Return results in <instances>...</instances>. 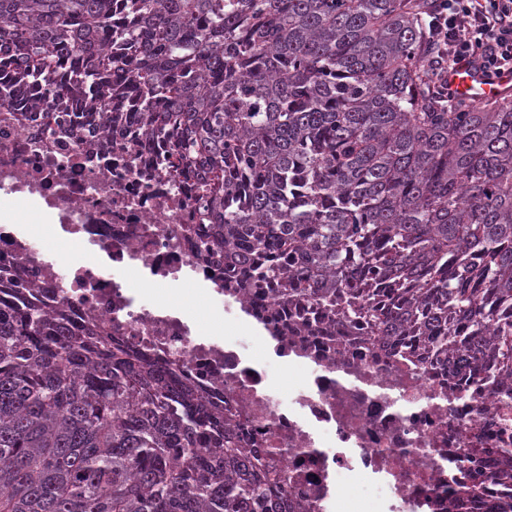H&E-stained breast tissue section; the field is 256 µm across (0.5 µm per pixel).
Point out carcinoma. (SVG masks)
I'll list each match as a JSON object with an SVG mask.
<instances>
[{
	"label": "carcinoma",
	"instance_id": "carcinoma-1",
	"mask_svg": "<svg viewBox=\"0 0 512 512\" xmlns=\"http://www.w3.org/2000/svg\"><path fill=\"white\" fill-rule=\"evenodd\" d=\"M425 0H0V100L74 75L196 175L281 299L512 375V95L435 93ZM132 63L131 86L105 79ZM224 411L63 308L0 291V512H290Z\"/></svg>",
	"mask_w": 512,
	"mask_h": 512
}]
</instances>
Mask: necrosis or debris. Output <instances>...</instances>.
I'll list each match as a JSON object with an SVG mask.
<instances>
[{
    "label": "necrosis or debris",
    "mask_w": 512,
    "mask_h": 512,
    "mask_svg": "<svg viewBox=\"0 0 512 512\" xmlns=\"http://www.w3.org/2000/svg\"><path fill=\"white\" fill-rule=\"evenodd\" d=\"M60 76L40 103L19 94L0 105V196L56 211L54 247L24 224H0V288L34 293L122 338L181 382L223 406L241 447L286 472L280 496L297 512H424L432 501L468 500L494 512L512 497V475L485 460L474 479L470 448L512 447V378L491 386L484 370L437 361L426 349L399 355L382 336L341 325L323 308L277 298L254 268L225 261L210 240L196 180L158 163L134 118L90 133L92 119ZM188 285L215 316L247 325L265 349L197 325L182 307L128 288ZM299 374L274 390L269 366ZM368 484L382 491L357 493Z\"/></svg>",
    "instance_id": "1"
}]
</instances>
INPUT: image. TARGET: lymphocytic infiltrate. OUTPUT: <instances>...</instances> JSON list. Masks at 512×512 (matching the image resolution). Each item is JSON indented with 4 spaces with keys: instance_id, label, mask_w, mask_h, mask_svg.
<instances>
[{
    "instance_id": "1",
    "label": "lymphocytic infiltrate",
    "mask_w": 512,
    "mask_h": 512,
    "mask_svg": "<svg viewBox=\"0 0 512 512\" xmlns=\"http://www.w3.org/2000/svg\"><path fill=\"white\" fill-rule=\"evenodd\" d=\"M427 42L437 55L438 92L449 73L470 68L493 78L512 71V0H430Z\"/></svg>"
}]
</instances>
